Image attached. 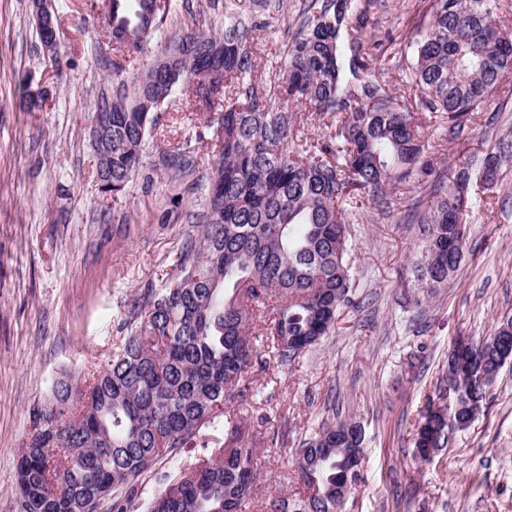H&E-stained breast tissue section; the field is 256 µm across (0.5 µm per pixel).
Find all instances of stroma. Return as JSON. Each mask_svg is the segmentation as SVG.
Masks as SVG:
<instances>
[{
	"label": "stroma",
	"instance_id": "stroma-1",
	"mask_svg": "<svg viewBox=\"0 0 512 512\" xmlns=\"http://www.w3.org/2000/svg\"><path fill=\"white\" fill-rule=\"evenodd\" d=\"M310 0H169L143 52L118 56L105 28V0H55L56 60L43 51L31 0H0V512H16L15 466L51 377L76 373L112 354L118 324L145 289L170 270L210 177L214 136L186 96L161 105L144 144V167L116 195L102 192L90 145L94 105L114 86L113 65L135 73L187 28L218 30L230 14L253 29L248 47L265 79ZM435 0H362L375 38L367 59L384 61L428 24ZM39 110L29 111V99ZM512 132V78L481 121L457 138L422 135L435 169L474 153L481 139ZM429 180L409 179L393 206L363 200L352 225L354 288L322 342L293 368L261 353L255 395L233 402L259 475L239 512H270L278 497L299 500L295 450L319 425L355 417L366 447L360 480L343 512H512V362L489 388L488 408L447 448L419 459L413 437L437 399L448 350L460 336H489L512 313V167L492 189L475 187L468 253L447 286L420 287L411 274L421 234L416 213ZM200 453L190 446L161 458L139 483L137 502L160 493L162 476Z\"/></svg>",
	"mask_w": 512,
	"mask_h": 512
}]
</instances>
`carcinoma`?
Listing matches in <instances>:
<instances>
[{
    "label": "carcinoma",
    "mask_w": 512,
    "mask_h": 512,
    "mask_svg": "<svg viewBox=\"0 0 512 512\" xmlns=\"http://www.w3.org/2000/svg\"><path fill=\"white\" fill-rule=\"evenodd\" d=\"M160 0H111L109 37L121 52L142 51L157 27ZM499 0H436L428 27L410 43L412 59L391 66L409 88L362 78L365 26L358 0H320L288 43L282 81L269 84L248 48L250 28L231 15L215 33L175 36L115 94L112 148L98 158L102 188L120 193L143 167L144 140L162 105L155 90L186 95L216 126L212 176L196 231L188 234L160 287L149 288L123 318L112 357L85 377L53 378L30 415L16 465L18 512H93L113 496L112 512H136L142 477L158 460L202 438L203 451L153 497L143 512H237L257 480L254 448L240 418L224 411L252 392L259 343L282 366L295 365L334 327L349 302V225L355 194L381 210L391 183L431 173L421 123L461 133L512 74V26ZM349 36V42L343 37ZM305 106L326 118L319 138H294ZM512 164V136L453 162L418 216L423 288H442L467 248L473 187L489 188ZM277 305L269 320L257 306ZM512 357V317L488 339L459 340L448 354V403L428 406L431 447L474 423L487 407L482 380ZM359 422L324 423L302 444L298 464L309 495L279 499L272 512H340L326 495L343 477L342 448L364 453Z\"/></svg>",
    "instance_id": "1"
}]
</instances>
